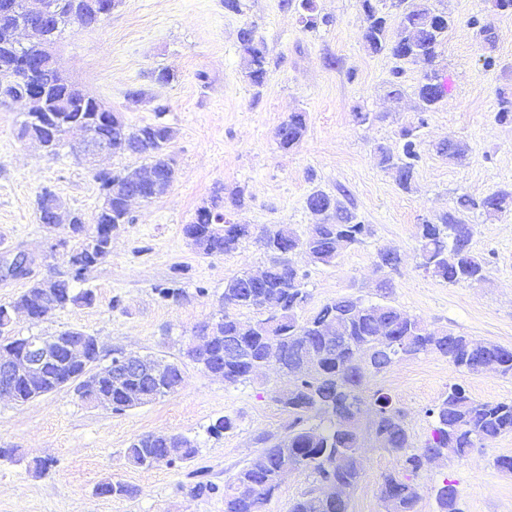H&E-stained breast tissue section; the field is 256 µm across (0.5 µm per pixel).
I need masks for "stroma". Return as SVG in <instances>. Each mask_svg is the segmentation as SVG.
<instances>
[{
  "instance_id": "stroma-1",
  "label": "stroma",
  "mask_w": 512,
  "mask_h": 512,
  "mask_svg": "<svg viewBox=\"0 0 512 512\" xmlns=\"http://www.w3.org/2000/svg\"><path fill=\"white\" fill-rule=\"evenodd\" d=\"M428 2L451 19L436 61L447 93L428 112L416 94L421 66L368 49L360 0H314L310 14L283 0H240L237 12L225 9L224 0H119L99 27L60 42L65 74L129 125L154 122L155 106L165 105L160 118L174 131L169 152L176 176L163 197L133 205V221L121 225L109 257L86 272L81 285L94 290L92 306L38 322L16 316L15 333L52 336L78 328L97 337L103 362L117 351L158 356L181 362L183 382L174 395L125 411L87 405L68 387L20 406L0 399V448L16 451L14 461L0 463V512H224L223 493L194 497L188 486L201 479L224 485L260 457L261 436L287 431L292 418L277 397L288 379L277 366L231 385L181 358L194 326L218 315L225 281L269 261L251 239L211 257L190 245L183 225L216 196L227 219L256 231L273 224L305 231L315 221L306 198L317 189L371 226V236L335 264L293 255L310 294L306 313L354 294L388 301L429 329L512 348V208L466 217L471 247L486 264L484 283L448 285L417 266L420 224L452 210L460 195L512 189V121L496 118L499 95L512 96V14L496 13L490 0ZM475 15L494 25V45L477 37L470 24ZM244 27L267 47L259 86L248 77L240 47ZM488 56L495 61L490 68L483 64ZM396 70L403 89L398 99L390 95ZM162 72L169 81H158ZM136 89L143 92L138 103L128 98ZM21 110L18 103L0 106V253H27L30 279H39L69 269L66 254L46 251L39 192L52 189L89 219L102 195L71 151L79 133L58 155H47L17 137ZM293 112L305 114L307 132L285 152L276 130ZM359 112L369 113L368 123L357 122ZM406 128L420 140L407 191L380 167L376 153L381 144L400 152ZM449 138L467 143L465 159L437 153L436 144ZM383 249L402 257L386 297L377 290L382 274L375 265ZM173 280L184 298L161 300L156 286ZM454 383L478 400H512L511 378L491 369L464 373L435 353L396 359L367 389L391 397L419 447L431 431L428 409ZM223 415L235 418V428L209 436L208 425ZM146 433L195 438L198 454L174 466H132L125 450ZM360 454L364 472L349 493V512H383L379 485L399 470L400 460L368 439ZM497 456H512V434L420 471L415 512H437L436 491L446 480L458 490L460 512H512V472L493 466ZM35 460L51 461L50 471L35 473ZM108 479L133 486L135 496L97 494Z\"/></svg>"
}]
</instances>
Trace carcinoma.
Returning <instances> with one entry per match:
<instances>
[{
	"label": "carcinoma",
	"instance_id": "cac0c4a2",
	"mask_svg": "<svg viewBox=\"0 0 512 512\" xmlns=\"http://www.w3.org/2000/svg\"><path fill=\"white\" fill-rule=\"evenodd\" d=\"M396 5L407 3V17L400 29L398 40L386 38V20L371 4L362 0L366 28L364 38L374 52L387 51L404 61L432 65L438 47L448 35V16L437 12L422 0H395ZM55 14L50 20L40 22L46 40L58 42L72 30L92 29L105 18L107 0H53ZM32 21L25 12L22 0H0V104L14 101L31 91L28 86L16 83L12 73L18 62L32 61L38 50L20 46L12 39V30L20 24ZM239 42L249 64L251 81L260 85L266 76V48L255 38L252 29L240 30ZM38 87L46 94L49 108L56 107L63 85L54 70L40 73ZM445 95V86L434 70L424 72L418 86V96L429 110ZM70 106L59 112L64 126L88 127L101 143L112 152L142 159L152 168L157 179L151 184H136L138 168L125 166L108 176H96L103 201L93 223L84 214L73 211L71 241L72 274L69 278H55L45 284L38 280L7 304H0V349H13L24 342L38 343L52 339L63 340L78 334L85 336L90 354L95 361L101 360V352L95 348L94 337L80 330L65 329L50 336L20 337L12 335L14 310L30 307L48 316L57 310L71 306H90L95 301L93 290L76 289L74 283L82 280L84 272L105 260L110 251L100 247L91 254L87 240L95 227L108 224H130V210L125 206L121 192L136 187L142 200L151 202L164 195L175 178L173 158L168 154V144L173 130L160 121L166 107L155 108L158 121L137 128L127 126L119 115L99 112L94 104L85 99V92L70 84ZM307 131L305 115L294 112L276 131L279 147L288 151L302 141ZM402 155L396 157L382 145L377 147L380 164L394 172L398 185L411 187L416 162L420 155L414 130L402 132ZM437 152L454 158H463L468 152L466 144L450 140L439 144ZM512 205V191L500 189L482 199L462 195L457 207L439 217L427 221L419 228L418 268L433 279L447 284L467 283L479 285L486 279L485 263L471 249L472 225L466 223L465 214L475 210L503 212ZM306 207L312 212H325L334 217L333 224H312L300 234L287 224L264 229L258 241L270 261L265 267V280L259 285L246 282V274L235 275L224 284V308L246 309L256 313L248 322L225 312L216 322H204L195 331H209L211 340L203 348L194 344L186 346L183 356L206 371H219L224 381L237 384L254 374L251 365L263 366L276 363L280 369L297 370L303 358H317L319 371L311 377L295 378L296 391L282 395L278 402L293 417L288 436L264 435L263 457L265 466L248 465L240 468L231 482L224 486V512H261L262 506L279 488V470L288 461L295 460L300 468L311 470L319 486L302 493L289 506V512H348L349 500L324 495L323 487L342 483L352 488L360 480L361 462L358 449L359 436L350 429L351 422H361L359 408L368 407L372 417L367 422L369 433L385 443V449L400 457L403 471L384 475L379 487L380 497H393L398 501V512H415L418 493L412 478L425 469L424 454L434 450L447 457L461 458L470 449L487 446L497 438L512 434V401H479L469 397L458 384L448 390L428 411L434 420L430 436L423 446L412 449L403 413L391 406L389 397L375 391L364 396L366 384L383 373L395 359L434 352L448 359L457 370L467 373L479 371V364L491 361L503 376L512 377V349L498 344L478 343L466 336L445 331L436 335L427 331L422 322L389 303H369L354 295H341L324 304L307 318L300 311L308 300L303 275L293 264H280L275 260L277 252L293 246L304 247L314 253L313 262L322 265L336 263L344 251L362 242L371 234L367 224L357 221L335 197L322 190L311 192ZM184 236L194 237V247L205 256H219L232 252L250 238L247 226L239 228L224 222V211L213 200L209 206L197 209L193 220L184 225ZM250 326L244 332L248 336L246 354L240 360H230L224 353V342L239 335L240 328ZM326 327L336 330V342L324 343L321 331ZM68 373L64 357L50 364L44 376L24 388L27 396L37 398L58 389L59 377ZM183 380L179 364H173L170 381L158 392L164 398L175 394ZM236 427V420L224 415L207 427V433L220 437ZM165 447L162 436L147 433L133 440L126 449L128 462L137 467L153 465V458ZM198 454L195 440L187 447L172 453L168 463L191 462ZM104 494L115 497H131L134 489L122 482L110 479L99 485ZM457 489L446 481L437 489L439 512H458Z\"/></svg>",
	"mask_w": 512,
	"mask_h": 512
}]
</instances>
